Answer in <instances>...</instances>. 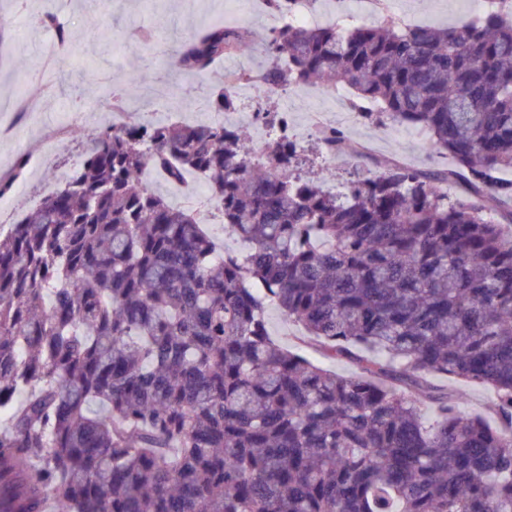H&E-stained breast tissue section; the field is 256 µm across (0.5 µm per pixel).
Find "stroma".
<instances>
[{"instance_id":"obj_1","label":"stroma","mask_w":512,"mask_h":512,"mask_svg":"<svg viewBox=\"0 0 512 512\" xmlns=\"http://www.w3.org/2000/svg\"><path fill=\"white\" fill-rule=\"evenodd\" d=\"M112 0V18L104 20L97 0H67L64 12L75 39L61 54L63 72H39L40 57L52 30L36 25L45 0H0V179L26 181L27 195L14 199L0 224H12L52 190L61 169L113 121L105 98L113 83L123 86L126 110L143 120L159 121L153 106L171 102L187 123L210 120L197 108L200 95L222 86L228 69L261 70L268 63L262 49L250 56L216 61L206 73L178 69L173 45L212 26L241 23L265 34L275 23L261 0ZM472 0H385L364 7L357 20L377 25L395 17L410 25L445 27L473 17ZM239 125L251 128L257 108L289 110L295 131L311 151L314 168H327L326 188L337 189L353 171L376 172L378 163L401 159L407 165L450 167V160L428 149L427 136L408 127H390L351 116L345 90L299 88L288 94L240 95ZM340 128L349 151L333 157L315 154L313 116Z\"/></svg>"}]
</instances>
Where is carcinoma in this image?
I'll list each match as a JSON object with an SVG mask.
<instances>
[{
    "instance_id": "obj_1",
    "label": "carcinoma",
    "mask_w": 512,
    "mask_h": 512,
    "mask_svg": "<svg viewBox=\"0 0 512 512\" xmlns=\"http://www.w3.org/2000/svg\"><path fill=\"white\" fill-rule=\"evenodd\" d=\"M299 2L266 0L271 64L227 73L210 110L237 111L241 84L332 83L453 167L389 161L336 192L292 139L259 155L225 123L99 133L0 234V512H512V0L449 27L300 26ZM38 22L70 41L55 9ZM252 44L211 27L179 64ZM152 172L199 175L244 250H217ZM270 306L361 374L277 344ZM437 375L491 388L496 424Z\"/></svg>"
}]
</instances>
